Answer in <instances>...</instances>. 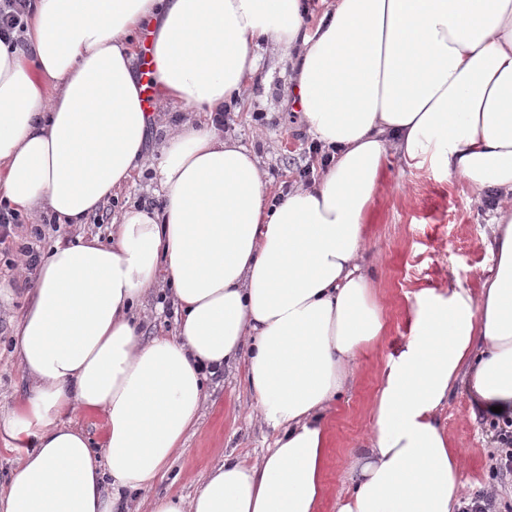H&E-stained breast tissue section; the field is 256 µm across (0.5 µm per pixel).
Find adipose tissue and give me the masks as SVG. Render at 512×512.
<instances>
[{"instance_id": "obj_1", "label": "adipose tissue", "mask_w": 512, "mask_h": 512, "mask_svg": "<svg viewBox=\"0 0 512 512\" xmlns=\"http://www.w3.org/2000/svg\"><path fill=\"white\" fill-rule=\"evenodd\" d=\"M34 0L24 45L0 40V204L82 224L145 161L151 115L136 45L149 35L157 106L190 112L154 172L161 208L130 206L112 239L39 260L15 331L26 397L0 408L18 464L0 512H318L328 406L388 333L361 269L389 154L494 197L495 264L479 292H417L411 332L380 368L371 435L338 512H460L464 458L437 414L456 385L512 421V0ZM267 46L292 63L308 131L332 162L271 199L254 153L215 113L241 102ZM178 329L144 338L158 277ZM247 363L277 432L249 464L225 455L194 493L154 489L204 408L205 383ZM103 413L102 449L70 415Z\"/></svg>"}]
</instances>
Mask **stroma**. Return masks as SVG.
<instances>
[{"label": "stroma", "mask_w": 512, "mask_h": 512, "mask_svg": "<svg viewBox=\"0 0 512 512\" xmlns=\"http://www.w3.org/2000/svg\"><path fill=\"white\" fill-rule=\"evenodd\" d=\"M291 74L288 60L262 59L248 101L241 110L230 111L224 128L260 157L274 195L281 194L285 186H298L301 169L318 162L309 151L311 137L301 115L288 101ZM159 191L153 171L148 170L134 175L87 223L47 225L36 239L31 238L29 228L19 227L0 244V280L14 289L9 302H0V406L14 405L27 390L11 354L12 332L27 303L28 283L19 279L15 268L21 244L31 243L41 254L80 235L108 239L119 206L156 198ZM488 211L485 196L462 182L434 168L408 169L391 159L372 208L365 255L389 330L378 348L361 354L355 381L326 414L330 444L321 512H337L350 485L348 463L363 453L370 432L368 407L376 391V373L409 333L407 310L414 293L446 285L454 272L459 273L463 287L477 289L492 266L493 255L483 242ZM207 393V408L197 430L188 437L170 474L156 486V493L190 495L223 454L254 459L272 446L273 431L248 416L251 396L244 365L226 369L208 383ZM468 409L465 390L455 389L441 422L464 456V481L478 493L492 482L491 425L481 414L469 418Z\"/></svg>", "instance_id": "stroma-1"}]
</instances>
